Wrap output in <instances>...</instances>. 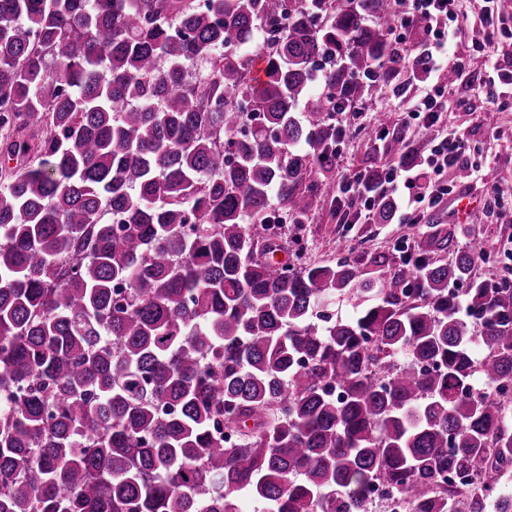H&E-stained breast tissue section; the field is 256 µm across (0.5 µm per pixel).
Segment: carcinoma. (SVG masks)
I'll list each match as a JSON object with an SVG mask.
<instances>
[{
  "instance_id": "carcinoma-1",
  "label": "carcinoma",
  "mask_w": 512,
  "mask_h": 512,
  "mask_svg": "<svg viewBox=\"0 0 512 512\" xmlns=\"http://www.w3.org/2000/svg\"><path fill=\"white\" fill-rule=\"evenodd\" d=\"M398 2L0 0V512H512L495 263L454 229L271 261L400 72Z\"/></svg>"
}]
</instances>
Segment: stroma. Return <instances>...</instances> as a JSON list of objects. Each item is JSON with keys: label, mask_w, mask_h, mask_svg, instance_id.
I'll list each match as a JSON object with an SVG mask.
<instances>
[{"label": "stroma", "mask_w": 512, "mask_h": 512, "mask_svg": "<svg viewBox=\"0 0 512 512\" xmlns=\"http://www.w3.org/2000/svg\"><path fill=\"white\" fill-rule=\"evenodd\" d=\"M460 2L462 14L469 17L468 25L461 30L465 49L460 53L467 76L450 96L451 110L445 116L442 130L463 138L471 147L467 162L473 170L458 186L468 190L478 206L459 234L458 242L463 246L483 247L499 267L502 278L512 283V199L491 208L484 205L485 200L491 199L495 183L512 182V109L502 112L492 108L478 88V79L484 74L483 59L470 51L469 46L479 38L480 19L471 12L472 0ZM423 90V85L413 80L409 71H401L365 111L343 113V122L361 128L370 125L374 113L399 114ZM338 152L340 162L336 172L340 175L384 163L371 141L361 135L346 137L339 144ZM426 223L447 228L446 209L425 211L419 225L397 220L388 224H342L325 201L301 232H293L291 225L286 224L281 228V235L288 241L289 262L309 265L335 260L351 250L369 254L393 252L397 245H412Z\"/></svg>", "instance_id": "35a3bbf8"}]
</instances>
